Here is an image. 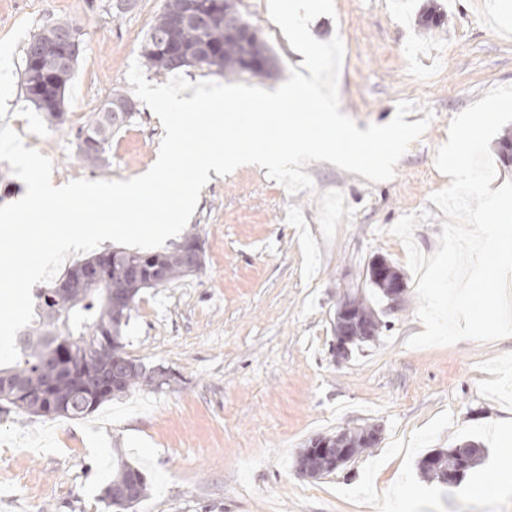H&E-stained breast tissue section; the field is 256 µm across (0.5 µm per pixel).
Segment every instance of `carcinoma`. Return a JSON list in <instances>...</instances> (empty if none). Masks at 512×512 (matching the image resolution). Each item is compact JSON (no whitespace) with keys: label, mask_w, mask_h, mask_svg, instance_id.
Here are the masks:
<instances>
[{"label":"carcinoma","mask_w":512,"mask_h":512,"mask_svg":"<svg viewBox=\"0 0 512 512\" xmlns=\"http://www.w3.org/2000/svg\"><path fill=\"white\" fill-rule=\"evenodd\" d=\"M184 0H166L161 14L156 18L147 38L141 45L143 65L149 70L177 71L195 66L193 62L196 47L211 48L205 67L212 73L224 77L242 72V62L247 58H269V49L257 36L239 40L230 34L237 25L234 16H214L203 27L188 26L170 35L184 58L173 63L155 51L156 38L166 34L170 18L182 11ZM75 22H59L46 27L34 35L28 46L49 41L67 30L78 29ZM47 72L46 80L39 89L30 86V55H25L24 85L27 99L40 111L45 121L55 126L63 123L65 91L72 79L73 70L66 71V78L56 81V69L52 60H42ZM131 117L129 112L114 113L105 102L79 129L77 149L93 141L99 145V164L106 163V145L112 134L118 132ZM159 262L164 270V279L159 283L144 282L134 285L128 278L131 266L140 264L148 267ZM202 265L187 268L183 259L182 246L171 251L146 253L134 250H113L104 255L103 285L81 297L74 296L66 301L58 299L55 287L39 292L38 321L25 333L26 339L18 348L19 359L14 365L0 369V403L37 416L65 418L84 417L102 404L126 395L137 387H149L156 391L169 389L177 382L174 375L159 382L157 369H148L141 362H134L135 368L126 372L120 366L130 360L125 353L123 329L127 326L131 311L140 293L146 288H160L185 276L200 271ZM369 291L355 295L361 315L374 326V335L358 336L350 344V352L373 341L382 332L385 323L372 306L371 298L386 299L384 288L366 278ZM122 294L126 303L120 310L112 308L107 293ZM52 355L61 364H73L66 372L56 376L48 373L43 366L44 359ZM441 468L419 465L421 472L441 484L447 483L441 469H457L459 459L455 449L438 451ZM129 481L135 483V494L121 499L113 494L114 488ZM149 488L143 473L133 466L120 465L112 481L104 490V499L119 508L127 509L143 500Z\"/></svg>","instance_id":"cac0c4a2"}]
</instances>
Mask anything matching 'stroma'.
<instances>
[{
    "label": "stroma",
    "instance_id": "35a3bbf8",
    "mask_svg": "<svg viewBox=\"0 0 512 512\" xmlns=\"http://www.w3.org/2000/svg\"><path fill=\"white\" fill-rule=\"evenodd\" d=\"M437 2L445 23L427 32L418 18ZM333 0L334 15L310 24L321 41L340 36L342 113L359 129L429 119L393 179L374 183L328 162L305 166L313 191L292 195L257 166L215 177L185 227L203 247L201 272L144 290L125 330V351L169 368L173 388L147 387L76 419L22 414L0 404V512H116L103 490L121 463L147 477V499L130 512H512L499 469L504 420H512V336L410 349L423 332L415 278L391 227L431 210L413 240L426 255L445 219L429 197L451 179L436 167L451 121L486 92L512 85V27L496 0ZM165 0H0V127L53 163L51 181L126 180L156 160L164 128L143 103L113 135L107 161L87 165L76 134L112 94L132 96V61ZM274 58L282 84L299 56L269 16L267 0H236ZM78 21L84 50L65 92L66 121L48 126L27 100L25 50L34 35ZM386 258L403 274L399 309L376 301L387 323L347 360L331 353L337 304ZM378 425V444L343 469L301 478L296 459L318 436ZM468 441L484 455L462 486L425 481L428 452Z\"/></svg>",
    "mask_w": 512,
    "mask_h": 512
}]
</instances>
